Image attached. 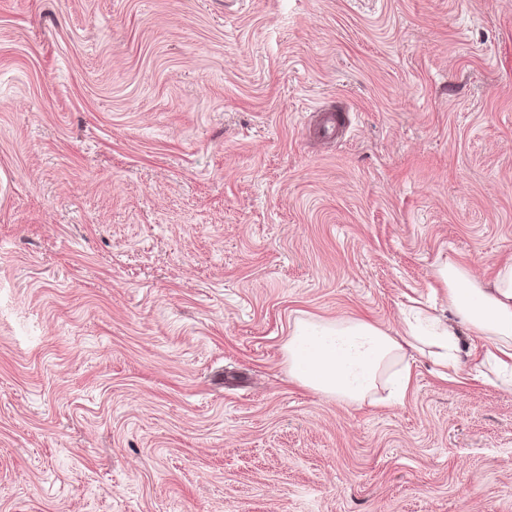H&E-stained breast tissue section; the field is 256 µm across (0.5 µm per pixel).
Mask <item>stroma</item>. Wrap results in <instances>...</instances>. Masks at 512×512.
<instances>
[{"label": "stroma", "mask_w": 512, "mask_h": 512, "mask_svg": "<svg viewBox=\"0 0 512 512\" xmlns=\"http://www.w3.org/2000/svg\"><path fill=\"white\" fill-rule=\"evenodd\" d=\"M449 258L512 259V0H0V512H512L495 374L288 375Z\"/></svg>", "instance_id": "1"}]
</instances>
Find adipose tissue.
<instances>
[{"mask_svg":"<svg viewBox=\"0 0 512 512\" xmlns=\"http://www.w3.org/2000/svg\"><path fill=\"white\" fill-rule=\"evenodd\" d=\"M453 321L434 315L389 333L361 319L297 321L284 346L289 376L308 389L349 403L367 401L379 385L404 397L410 382L408 351L429 352L441 378L459 375L462 358L495 366L512 389V262L484 281L448 260L437 270ZM479 340L463 348L461 332Z\"/></svg>","mask_w":512,"mask_h":512,"instance_id":"obj_1","label":"adipose tissue"}]
</instances>
